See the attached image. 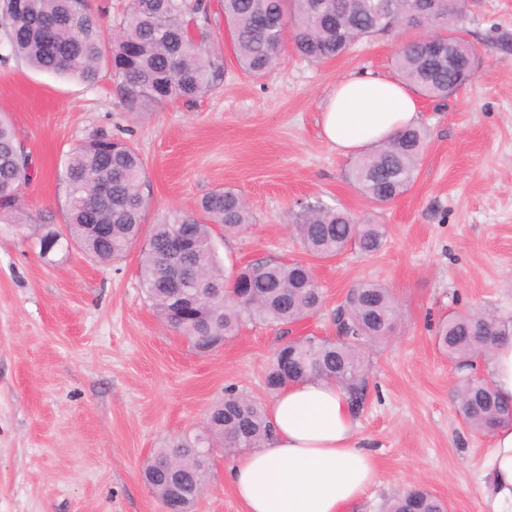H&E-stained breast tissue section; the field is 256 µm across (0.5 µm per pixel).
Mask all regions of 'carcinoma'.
Returning a JSON list of instances; mask_svg holds the SVG:
<instances>
[{"instance_id": "obj_1", "label": "carcinoma", "mask_w": 512, "mask_h": 512, "mask_svg": "<svg viewBox=\"0 0 512 512\" xmlns=\"http://www.w3.org/2000/svg\"><path fill=\"white\" fill-rule=\"evenodd\" d=\"M413 0H330L321 12L317 0H223L224 23L241 69L266 76L287 48L311 61L334 59L357 42L384 34L410 11ZM465 13L443 10L427 19L426 33L405 39L396 55L403 81L429 98L445 99L471 73L448 66V20ZM119 30L108 37L103 16L87 0H0V46L43 72L97 82L101 69L112 72L127 108L147 112L177 99H194L224 76L223 58L210 51L208 4L204 0H129ZM427 134L421 127L396 133L388 142L360 155L349 170L352 184L370 201L389 203L407 192L416 178ZM31 161L0 113V212L13 222H37L23 215L21 200L31 180ZM146 164L129 142L94 135L74 148L63 162L59 181L65 194L66 232L88 257L110 263L122 258L142 234L148 206L143 193ZM294 229L311 255L332 257L355 246L379 250L387 236L383 224L358 220L345 210L306 204L291 213ZM252 223L242 196L216 189L195 211H181L151 227L141 260L142 288L159 318L199 353L216 351L238 335L245 321L291 324L316 313L320 288L308 264L279 257L247 263L232 276L217 260L212 225L240 232ZM181 233L191 242L185 267L191 280L188 304L178 305L168 282L167 253ZM62 234L40 233V252L55 248ZM397 319L389 288L363 281L353 285L336 320V336H306L280 346L267 377L275 392L286 384L326 378L342 385L354 411L367 388V349L388 340ZM512 330V322L475 310L443 319L438 346L458 364L476 368L495 341ZM459 412L469 427L487 434L512 419L490 377L474 373L457 388ZM266 407L255 400L228 396L214 404L204 425L168 449L148 458L142 474L156 498L170 485L158 461L170 454L181 473L180 493L193 507L207 475L206 448L237 452L257 448L271 438ZM388 512H447L446 504L423 488L397 495Z\"/></svg>"}]
</instances>
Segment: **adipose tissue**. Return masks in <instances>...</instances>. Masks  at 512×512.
Listing matches in <instances>:
<instances>
[{
    "mask_svg": "<svg viewBox=\"0 0 512 512\" xmlns=\"http://www.w3.org/2000/svg\"><path fill=\"white\" fill-rule=\"evenodd\" d=\"M418 120L414 88L369 71L338 81L321 112L324 137L345 155L381 144ZM268 413L271 440L240 453L226 472L245 512H343L377 483L378 460L360 447L348 396L336 382L287 385ZM481 494L490 512H512V423L490 434Z\"/></svg>",
    "mask_w": 512,
    "mask_h": 512,
    "instance_id": "obj_1",
    "label": "adipose tissue"
}]
</instances>
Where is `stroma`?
Returning <instances> with one entry per match:
<instances>
[{"instance_id": "stroma-1", "label": "stroma", "mask_w": 512, "mask_h": 512, "mask_svg": "<svg viewBox=\"0 0 512 512\" xmlns=\"http://www.w3.org/2000/svg\"><path fill=\"white\" fill-rule=\"evenodd\" d=\"M209 3L211 50L224 59V78L192 101L133 113L110 71L88 86L0 61V113L32 162L24 210L63 226L57 172L65 155L92 135L120 136L146 161L147 224L195 209L212 190L234 189L253 222L236 234L214 227L225 275L270 256L303 261L322 308L287 325L246 323L202 355L146 299L143 241L101 265L73 244L40 255L31 225L0 222V512H162L141 479L143 462L201 428L227 395L271 403L265 375L276 349L334 335L336 310L359 281L390 288L400 317L393 336L367 352L356 435L381 473L350 512H385L413 486L448 512H487L478 477L489 438L460 415L464 372L434 332L441 318L465 309L512 318V0H467L462 27L476 52L474 75L447 99L420 97L427 144L412 188L387 204L350 183L353 158L323 137L320 112L350 73L397 77L402 33L320 63L289 53L258 79L236 62L221 0ZM301 203L385 225L386 240L372 254L352 247L313 257L287 221ZM230 463L214 453L192 512H244L224 479Z\"/></svg>"}]
</instances>
